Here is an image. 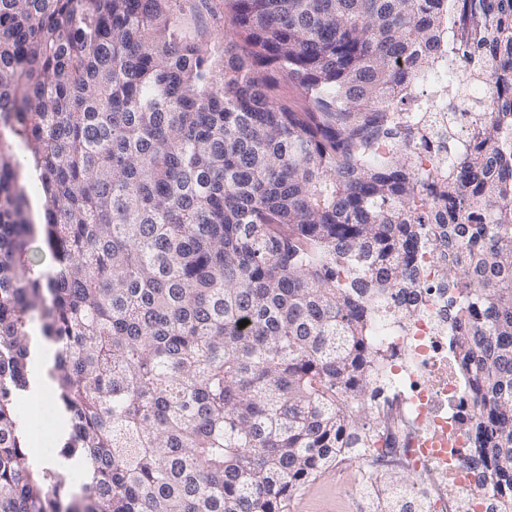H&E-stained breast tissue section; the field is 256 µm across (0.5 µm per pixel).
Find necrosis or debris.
<instances>
[{
  "instance_id": "4bbe7bcc",
  "label": "necrosis or debris",
  "mask_w": 512,
  "mask_h": 512,
  "mask_svg": "<svg viewBox=\"0 0 512 512\" xmlns=\"http://www.w3.org/2000/svg\"><path fill=\"white\" fill-rule=\"evenodd\" d=\"M457 68V56L446 55L421 76L415 109L434 113L443 124L455 119L460 145L467 139L470 116L449 115L446 94ZM447 260L444 251L426 256L427 282L415 290L417 314L408 324L374 327L372 342L383 356L377 370L386 389L371 401L377 442L357 483L389 494L378 476L397 461L414 475L403 495L421 512H489L491 467L469 452L474 440L469 424L478 412L449 350L448 294L436 286Z\"/></svg>"
}]
</instances>
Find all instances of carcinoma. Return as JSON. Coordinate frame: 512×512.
Returning a JSON list of instances; mask_svg holds the SVG:
<instances>
[{
	"label": "carcinoma",
	"mask_w": 512,
	"mask_h": 512,
	"mask_svg": "<svg viewBox=\"0 0 512 512\" xmlns=\"http://www.w3.org/2000/svg\"><path fill=\"white\" fill-rule=\"evenodd\" d=\"M195 2L0 0V512H291L374 447V325L413 319L442 247L512 498V0H224L209 44ZM452 17L467 82L495 76L426 172L412 89ZM44 387L78 486L28 447ZM187 34L196 40L212 37L217 29L224 27V2L208 0L207 3L187 12L183 18Z\"/></svg>",
	"instance_id": "cac0c4a2"
}]
</instances>
